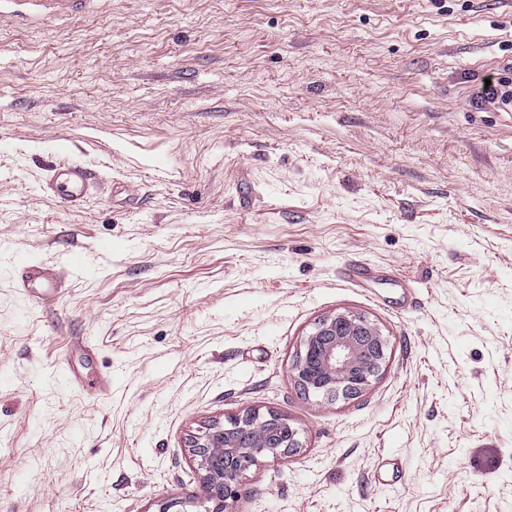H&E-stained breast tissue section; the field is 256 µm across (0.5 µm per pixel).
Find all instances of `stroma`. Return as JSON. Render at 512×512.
Here are the masks:
<instances>
[{"label":"stroma","mask_w":512,"mask_h":512,"mask_svg":"<svg viewBox=\"0 0 512 512\" xmlns=\"http://www.w3.org/2000/svg\"><path fill=\"white\" fill-rule=\"evenodd\" d=\"M510 58L512 0L0 24V512H207L190 438L250 410L300 446L238 512H512V111L472 98ZM65 161L102 181L78 207L42 190ZM342 311L387 358L327 405L290 370ZM58 280L57 273L33 263L20 266L16 272V288L33 302L45 299L56 292L58 288H55V285Z\"/></svg>","instance_id":"stroma-1"}]
</instances>
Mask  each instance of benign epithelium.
I'll return each mask as SVG.
<instances>
[{
    "label": "benign epithelium",
    "instance_id": "7a95c632",
    "mask_svg": "<svg viewBox=\"0 0 512 512\" xmlns=\"http://www.w3.org/2000/svg\"><path fill=\"white\" fill-rule=\"evenodd\" d=\"M387 349L386 338L367 317L350 311L327 316L303 342L292 368L295 384L308 398L357 399L379 375ZM297 447L298 430L288 419L248 411L206 427L192 440L191 454L208 499L219 502V512H234L243 474L259 458L283 459Z\"/></svg>",
    "mask_w": 512,
    "mask_h": 512
}]
</instances>
